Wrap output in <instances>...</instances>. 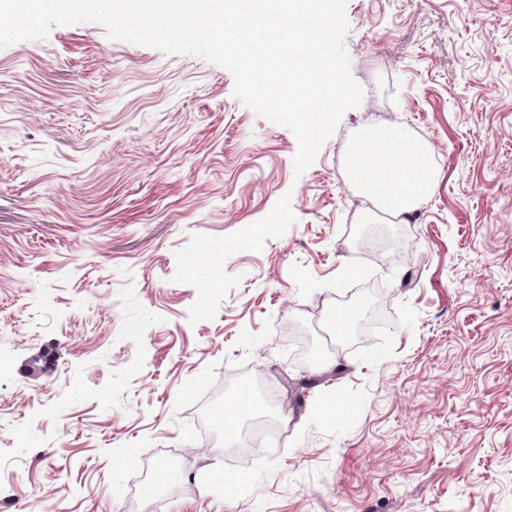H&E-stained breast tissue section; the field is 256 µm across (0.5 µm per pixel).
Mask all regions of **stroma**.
<instances>
[{
  "instance_id": "1",
  "label": "stroma",
  "mask_w": 512,
  "mask_h": 512,
  "mask_svg": "<svg viewBox=\"0 0 512 512\" xmlns=\"http://www.w3.org/2000/svg\"><path fill=\"white\" fill-rule=\"evenodd\" d=\"M346 17L364 98L300 174L223 66L0 48V512H512V0ZM389 122L438 172L397 224L346 164Z\"/></svg>"
}]
</instances>
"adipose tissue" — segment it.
Returning <instances> with one entry per match:
<instances>
[{
  "mask_svg": "<svg viewBox=\"0 0 512 512\" xmlns=\"http://www.w3.org/2000/svg\"><path fill=\"white\" fill-rule=\"evenodd\" d=\"M348 165L362 193L398 219L437 186V173L425 151L397 124L374 128L353 142Z\"/></svg>",
  "mask_w": 512,
  "mask_h": 512,
  "instance_id": "ef3b65f1",
  "label": "adipose tissue"
}]
</instances>
